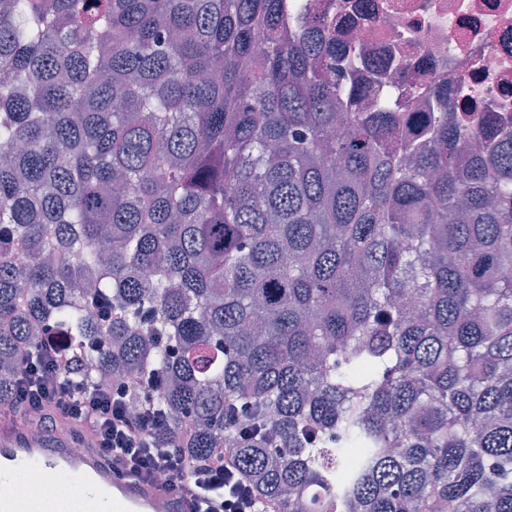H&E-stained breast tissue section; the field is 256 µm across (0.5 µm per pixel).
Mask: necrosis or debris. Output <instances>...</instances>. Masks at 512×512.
<instances>
[{"label": "necrosis or debris", "instance_id": "obj_1", "mask_svg": "<svg viewBox=\"0 0 512 512\" xmlns=\"http://www.w3.org/2000/svg\"><path fill=\"white\" fill-rule=\"evenodd\" d=\"M338 2L367 57L417 60V82L512 124V0Z\"/></svg>", "mask_w": 512, "mask_h": 512}]
</instances>
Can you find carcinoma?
<instances>
[{"mask_svg":"<svg viewBox=\"0 0 512 512\" xmlns=\"http://www.w3.org/2000/svg\"><path fill=\"white\" fill-rule=\"evenodd\" d=\"M338 8L0 0V405L60 330L281 512H512V127Z\"/></svg>","mask_w":512,"mask_h":512,"instance_id":"carcinoma-1","label":"carcinoma"}]
</instances>
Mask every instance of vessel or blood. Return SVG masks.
I'll return each mask as SVG.
<instances>
[{"label": "vessel or blood", "instance_id": "1", "mask_svg": "<svg viewBox=\"0 0 512 512\" xmlns=\"http://www.w3.org/2000/svg\"><path fill=\"white\" fill-rule=\"evenodd\" d=\"M71 441L69 427L49 438L36 437L11 417L0 416V512H28L27 499L3 492L23 470L73 481L85 512H153L162 500L170 512H193L189 500L148 480L117 477L97 449L77 452Z\"/></svg>", "mask_w": 512, "mask_h": 512}]
</instances>
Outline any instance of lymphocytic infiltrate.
Returning a JSON list of instances; mask_svg holds the SVG:
<instances>
[{
    "label": "lymphocytic infiltrate",
    "instance_id": "lymphocytic-infiltrate-1",
    "mask_svg": "<svg viewBox=\"0 0 512 512\" xmlns=\"http://www.w3.org/2000/svg\"><path fill=\"white\" fill-rule=\"evenodd\" d=\"M90 350V345L64 336L43 337L37 355L23 365L16 398L5 414L42 434L56 432L64 423L74 428L76 440L93 433L95 447L120 474L191 496L195 512H280L276 500L263 501L254 494L233 449L214 450L188 464L179 445L193 438L192 422H185L175 439L163 445L158 438L162 422L153 409L129 411L130 389L155 393L163 385L161 376H137L108 387L76 383L72 365Z\"/></svg>",
    "mask_w": 512,
    "mask_h": 512
}]
</instances>
